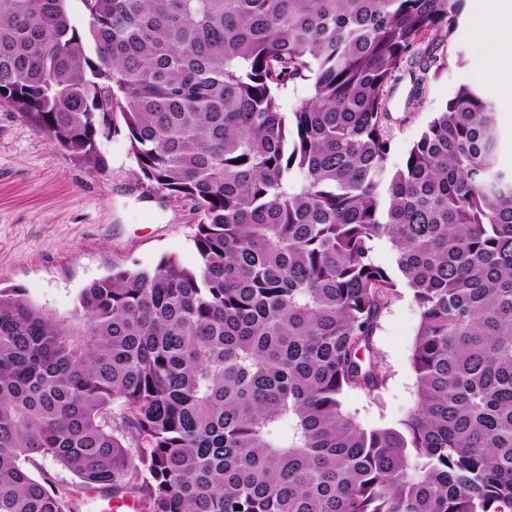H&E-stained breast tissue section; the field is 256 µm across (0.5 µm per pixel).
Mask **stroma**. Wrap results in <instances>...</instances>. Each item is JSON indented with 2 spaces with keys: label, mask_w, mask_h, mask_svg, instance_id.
Segmentation results:
<instances>
[{
  "label": "stroma",
  "mask_w": 512,
  "mask_h": 512,
  "mask_svg": "<svg viewBox=\"0 0 512 512\" xmlns=\"http://www.w3.org/2000/svg\"><path fill=\"white\" fill-rule=\"evenodd\" d=\"M474 0H463L458 29L440 46L442 68L412 99L401 73L388 101L390 162L402 164L414 141L465 84L494 104L500 142L497 165L512 171V88L486 78L495 46L472 22ZM197 215L188 205L150 188L123 130L98 141V157L77 158L34 123L0 106V286L24 289L37 307L63 319L91 282L125 269L153 268L174 256L199 261L193 237ZM419 315L407 288L385 309L374 336L386 377L377 398L353 392L345 409L365 425H390L415 402L411 364Z\"/></svg>",
  "instance_id": "obj_1"
}]
</instances>
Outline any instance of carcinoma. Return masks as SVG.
I'll return each instance as SVG.
<instances>
[{
  "instance_id": "1",
  "label": "carcinoma",
  "mask_w": 512,
  "mask_h": 512,
  "mask_svg": "<svg viewBox=\"0 0 512 512\" xmlns=\"http://www.w3.org/2000/svg\"><path fill=\"white\" fill-rule=\"evenodd\" d=\"M70 2L0 0V105L85 160L120 114L143 177L198 215L200 261L114 271L62 321L0 287V512H78L38 459L140 512H512L492 103L459 86L389 165L396 74L422 92L462 0ZM401 286L416 401L364 426L344 401L383 384Z\"/></svg>"
}]
</instances>
